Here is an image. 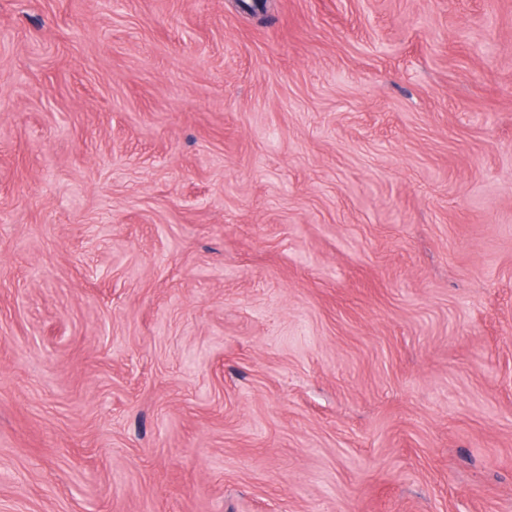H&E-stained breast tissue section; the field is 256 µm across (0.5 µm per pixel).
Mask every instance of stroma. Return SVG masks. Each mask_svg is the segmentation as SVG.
<instances>
[{"label":"stroma","instance_id":"stroma-1","mask_svg":"<svg viewBox=\"0 0 512 512\" xmlns=\"http://www.w3.org/2000/svg\"><path fill=\"white\" fill-rule=\"evenodd\" d=\"M0 0V512H512V0Z\"/></svg>","mask_w":512,"mask_h":512}]
</instances>
